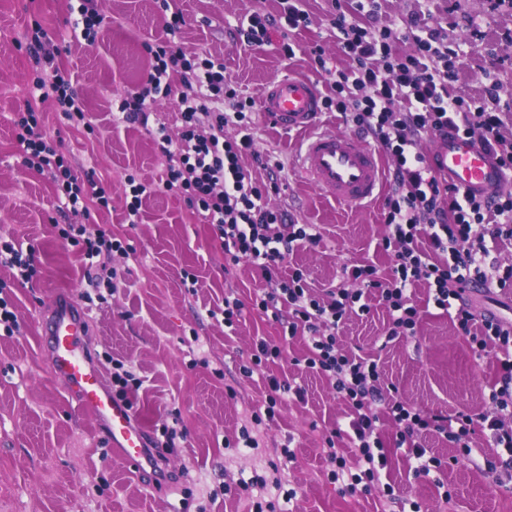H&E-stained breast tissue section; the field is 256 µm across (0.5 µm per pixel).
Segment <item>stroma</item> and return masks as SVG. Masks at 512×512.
<instances>
[{
	"instance_id": "35a3bbf8",
	"label": "stroma",
	"mask_w": 512,
	"mask_h": 512,
	"mask_svg": "<svg viewBox=\"0 0 512 512\" xmlns=\"http://www.w3.org/2000/svg\"><path fill=\"white\" fill-rule=\"evenodd\" d=\"M76 0H0V239L33 246L38 273L20 283L0 269V286L10 289L20 331L0 335V512H255V496L244 488L271 478L273 465L288 474L292 498H275L274 512H397L385 490L420 503L423 512H512V490L496 484L502 451L487 447L483 434L472 445L484 449L476 465L446 439L426 434L424 444L440 465L418 475L397 429L384 421L381 439L388 463L370 493L351 492L331 482L323 454L334 439L351 456L347 402L305 363L308 335L286 336L274 319L245 311L236 325L224 324L226 294L252 302L264 281L243 260L226 264L209 225L191 214L183 199L158 189L161 159L152 137L140 125L113 120V105L147 75L151 59L145 42L164 37L159 0H99L103 19L95 41L69 33V7ZM186 24L176 36L189 54L207 52L223 59L224 73L243 95L258 97L264 84L291 72L316 78L313 48L334 64L347 66L328 26L330 0H305L312 23L298 31L293 59L276 45L248 48L235 36L239 22L253 12L277 14L279 0H181ZM445 23L448 39L462 49L458 86L480 98L485 71H494L502 100L512 99V6L492 0H385L381 20L399 26L411 20ZM54 36L57 65L72 74L85 100L88 126L68 123L52 105L43 107V125L78 176L91 175L109 189V205L92 208L90 222L133 246L139 262L130 264L116 290L101 288L89 305L94 358L105 374L114 361L131 366L137 380L127 399L147 432L150 445L164 449L178 475L175 486L156 483L152 471L128 470L100 437L94 418L78 410L52 373L38 319L53 293L81 297L87 268L80 250L63 239L56 192L47 176L24 168L13 122L27 108L35 76L26 50L17 49L32 21ZM255 149L283 165L279 194L270 205L288 210L302 224L319 225L322 240L298 248L286 260L300 269L317 293L339 286L344 264L374 266L386 276L391 256L379 247L384 234L382 202L351 210L323 198L299 172L296 140L281 133L261 110L252 114ZM155 184L142 199V221L125 222L131 200L128 176ZM198 281L196 294L182 282ZM427 286L414 303L420 312L411 338L386 341L390 323L375 292H365L367 312H353L336 332L340 352L378 360L382 378L397 386L412 406L445 414L464 410L488 415L487 395L499 377L495 360L478 356L476 345L443 310L427 306ZM284 348L279 359L263 361L253 375L250 364L259 342ZM301 387L268 409L270 379ZM179 422L186 438L165 445L163 428ZM250 432L258 445L245 447ZM296 457L285 461L282 446ZM452 499H445V492Z\"/></svg>"
}]
</instances>
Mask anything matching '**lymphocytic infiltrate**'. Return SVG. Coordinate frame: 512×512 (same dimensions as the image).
I'll return each mask as SVG.
<instances>
[{"instance_id":"1","label":"lymphocytic infiltrate","mask_w":512,"mask_h":512,"mask_svg":"<svg viewBox=\"0 0 512 512\" xmlns=\"http://www.w3.org/2000/svg\"><path fill=\"white\" fill-rule=\"evenodd\" d=\"M280 4L276 15L252 13L247 26L237 27L236 33L248 47L271 44L273 35H280L279 50L290 59L295 55L291 33L308 28L311 19L301 0ZM160 7L166 15V36L146 43L152 68L127 91L119 110L124 121L145 126L158 95L176 97L178 138L169 137L161 127L153 133L164 163L163 187L183 198L193 214L210 225L226 262L247 258L258 266L264 287L257 309L271 313L289 335L302 327L309 332V368L332 382L352 413L355 458L346 460L335 448H327L325 455L334 466L331 480L350 490L379 480L387 465L379 437L385 417L397 427V445L415 459L419 475L429 474L438 464L421 443L430 432L469 458L470 435L478 426L487 430L490 447L512 454V323L477 315L463 290L467 282L502 291L512 288V266H502L497 256L501 243L512 242V196L482 199L462 193L436 176L420 149L428 135L462 131L478 135L481 147L512 170V142L501 133L498 82L489 80L480 99L466 98L457 88L460 54L445 41L442 28L405 32L380 24V0H352L350 10L335 11L331 32L351 63L344 69L331 68L323 50H316V69L328 87L323 107L371 138L393 160L391 189L382 210L387 233L381 242L391 253L393 266L385 278L370 265L345 267L349 287L331 289L323 298L308 287L301 270H282L299 246L321 241L317 225L297 223L286 209L268 206V196L279 191L282 165L266 166L262 180L242 165L243 157L252 152L248 129L254 99L239 97L224 74L223 61L205 52L189 55L175 45L173 37L185 23L178 0H160ZM404 37L414 43L411 53L394 49ZM27 38L40 73L27 111L16 124L15 135L24 148L22 163L51 179L61 212L73 216L61 235L79 246L84 259L93 261L90 286L103 279L115 284L118 271L111 265L112 255H130V247L104 230L88 233L84 224L91 205L107 206V190L94 178H79L40 123L42 107L49 101L68 120L84 123L85 101L70 73L55 64L51 40L41 24H33ZM229 125L239 127L240 138H225ZM422 284L432 290L438 308L453 310V320L464 334L479 330V350L491 352L498 361L500 378L489 394L493 414L476 419L463 410H416L399 397L396 386L380 390L376 360L346 355L337 348L334 331L367 287L377 291L389 313L388 339L415 335L419 312L412 291Z\"/></svg>"}]
</instances>
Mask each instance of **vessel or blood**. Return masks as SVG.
I'll list each match as a JSON object with an SVG mask.
<instances>
[{
	"instance_id": "b4317fda",
	"label": "vessel or blood",
	"mask_w": 512,
	"mask_h": 512,
	"mask_svg": "<svg viewBox=\"0 0 512 512\" xmlns=\"http://www.w3.org/2000/svg\"><path fill=\"white\" fill-rule=\"evenodd\" d=\"M261 110L281 132L300 136L299 167L325 196L349 208L374 202L384 183L379 152L354 133L341 132L323 119L314 80L285 75L265 84ZM430 161L450 185L476 197L512 187V171L462 134L434 138ZM90 320L69 295H56L41 317L51 368L78 408L91 413L113 452L131 469L149 462V443L132 410L114 399L86 341Z\"/></svg>"
}]
</instances>
